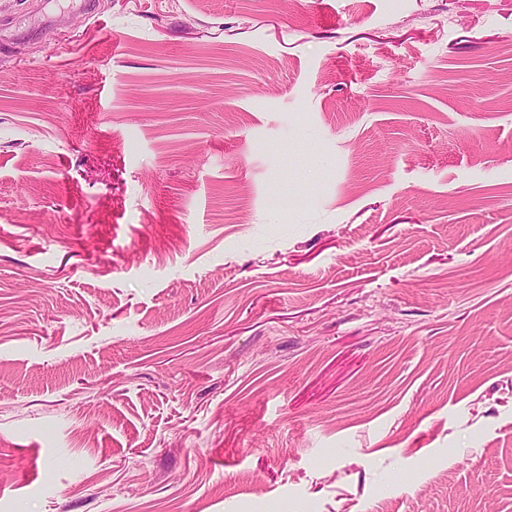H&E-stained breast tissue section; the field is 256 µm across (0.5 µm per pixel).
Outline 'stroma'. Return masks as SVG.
Instances as JSON below:
<instances>
[{
    "label": "stroma",
    "instance_id": "stroma-1",
    "mask_svg": "<svg viewBox=\"0 0 512 512\" xmlns=\"http://www.w3.org/2000/svg\"><path fill=\"white\" fill-rule=\"evenodd\" d=\"M0 0V512H512V0Z\"/></svg>",
    "mask_w": 512,
    "mask_h": 512
}]
</instances>
